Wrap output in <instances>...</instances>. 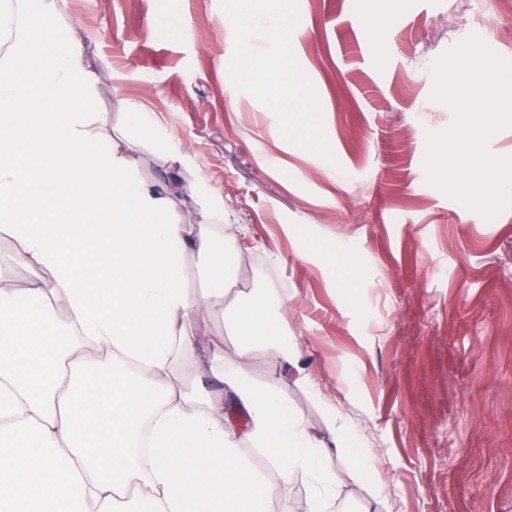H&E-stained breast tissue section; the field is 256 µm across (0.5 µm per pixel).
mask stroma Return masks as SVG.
Segmentation results:
<instances>
[{"mask_svg": "<svg viewBox=\"0 0 512 512\" xmlns=\"http://www.w3.org/2000/svg\"><path fill=\"white\" fill-rule=\"evenodd\" d=\"M359 0H54L40 33V66L55 57V30L70 32L94 80L67 93L53 120L90 113L102 150L138 176L175 183L171 217L200 219L204 195L224 202L235 267L225 299L258 286L285 300L284 319L314 393L278 357L237 353L224 301L199 300L204 258L185 257L183 286L196 295L193 347L180 383L206 344L224 369L288 395L290 412L316 436L351 427L354 452L373 469L336 457L331 512H512V207L493 219L427 184V133L453 113L433 101L434 61L469 35L512 59V14L498 0H366L384 23L362 38ZM287 26L280 44L256 20ZM282 67L311 100L309 112L274 106L260 74L238 72L245 49ZM154 113L182 151L173 160L137 136L130 103ZM360 255L351 284L337 279L346 251ZM275 489L277 512H307L309 475Z\"/></svg>", "mask_w": 512, "mask_h": 512, "instance_id": "stroma-1", "label": "stroma"}]
</instances>
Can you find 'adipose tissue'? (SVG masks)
<instances>
[{"instance_id": "obj_1", "label": "adipose tissue", "mask_w": 512, "mask_h": 512, "mask_svg": "<svg viewBox=\"0 0 512 512\" xmlns=\"http://www.w3.org/2000/svg\"><path fill=\"white\" fill-rule=\"evenodd\" d=\"M52 4L18 0L0 14L10 30L0 53V225L22 245L16 263L38 274L27 295L0 289V512H187L190 504L197 512H269L275 490L239 459L245 439L267 450L282 478L311 473L319 492L308 512H326L340 444L313 437L286 396L246 383L212 357L197 369L224 383L235 415L172 384L195 301L180 286L184 257L210 259L204 300L223 298L233 267L217 224L223 201L206 198L198 223L173 221L161 192L123 157L99 149L85 112L71 113L64 127L46 120L16 136L28 92L50 105L92 80L80 45L65 33L53 66H39L35 34ZM60 295L66 321L53 310ZM281 305L270 288L227 303L238 353L266 348L311 383L285 342ZM76 331L102 357L63 343ZM126 362L139 373L104 379ZM149 409L150 451L138 459L132 441Z\"/></svg>"}]
</instances>
